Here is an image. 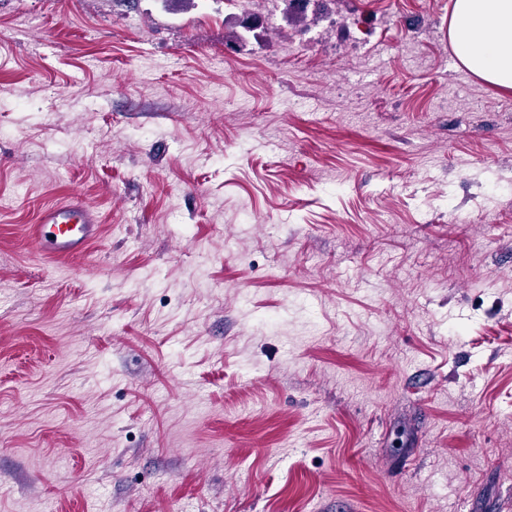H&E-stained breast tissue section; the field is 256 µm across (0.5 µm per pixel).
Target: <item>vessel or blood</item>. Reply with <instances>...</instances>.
Instances as JSON below:
<instances>
[{"mask_svg":"<svg viewBox=\"0 0 512 512\" xmlns=\"http://www.w3.org/2000/svg\"><path fill=\"white\" fill-rule=\"evenodd\" d=\"M41 251L51 258L84 256L101 234L95 208L80 196L44 208L34 226Z\"/></svg>","mask_w":512,"mask_h":512,"instance_id":"vessel-or-blood-1","label":"vessel or blood"}]
</instances>
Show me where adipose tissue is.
<instances>
[{"mask_svg": "<svg viewBox=\"0 0 512 512\" xmlns=\"http://www.w3.org/2000/svg\"><path fill=\"white\" fill-rule=\"evenodd\" d=\"M448 37L461 67L512 89V0H455Z\"/></svg>", "mask_w": 512, "mask_h": 512, "instance_id": "adipose-tissue-1", "label": "adipose tissue"}]
</instances>
